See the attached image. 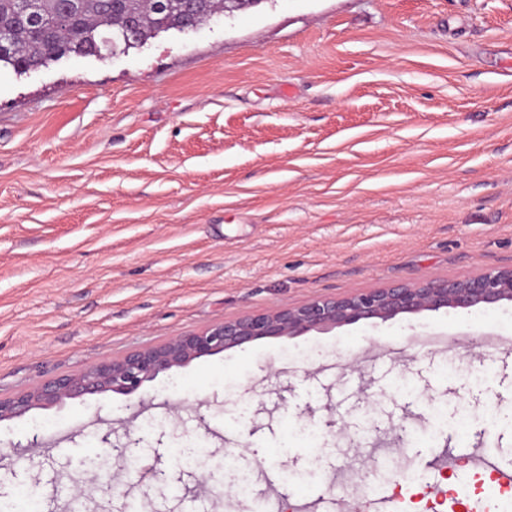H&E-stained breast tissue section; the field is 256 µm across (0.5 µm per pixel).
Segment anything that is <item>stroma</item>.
Returning <instances> with one entry per match:
<instances>
[{
	"mask_svg": "<svg viewBox=\"0 0 512 512\" xmlns=\"http://www.w3.org/2000/svg\"><path fill=\"white\" fill-rule=\"evenodd\" d=\"M511 266L512 0H260L0 70L1 397L244 314ZM448 447L512 466L510 301L259 339L2 421L0 505L70 512L77 478L84 512H243L271 467L338 512H483L425 468Z\"/></svg>",
	"mask_w": 512,
	"mask_h": 512,
	"instance_id": "1",
	"label": "stroma"
}]
</instances>
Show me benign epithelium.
Returning <instances> with one entry per match:
<instances>
[{"label":"benign epithelium","mask_w":512,"mask_h":512,"mask_svg":"<svg viewBox=\"0 0 512 512\" xmlns=\"http://www.w3.org/2000/svg\"><path fill=\"white\" fill-rule=\"evenodd\" d=\"M501 301H512V267L426 285L400 284L337 298H316L292 308L246 314L49 379L13 397H0V422L85 394L130 396L160 373L263 338L300 336L364 319L386 321L404 313L465 310Z\"/></svg>","instance_id":"obj_1"}]
</instances>
